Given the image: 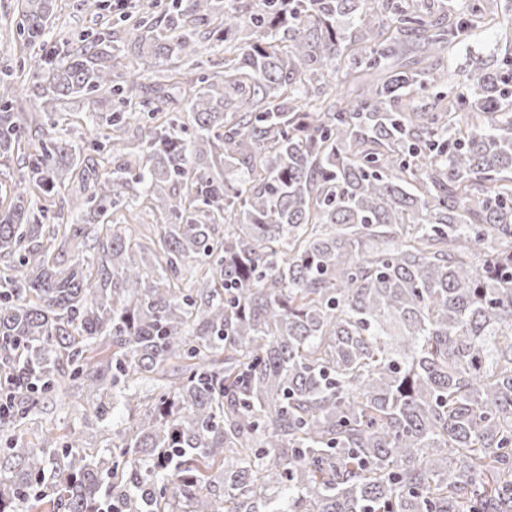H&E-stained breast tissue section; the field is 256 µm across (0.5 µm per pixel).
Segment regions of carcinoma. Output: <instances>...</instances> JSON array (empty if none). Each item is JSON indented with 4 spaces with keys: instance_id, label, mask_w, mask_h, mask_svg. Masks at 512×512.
<instances>
[{
    "instance_id": "1",
    "label": "carcinoma",
    "mask_w": 512,
    "mask_h": 512,
    "mask_svg": "<svg viewBox=\"0 0 512 512\" xmlns=\"http://www.w3.org/2000/svg\"><path fill=\"white\" fill-rule=\"evenodd\" d=\"M255 2L141 14L117 76L104 33L62 54L56 0H18L40 107L0 77V426L67 382L127 417L101 450L6 436L0 512H512V0ZM478 28L509 36L459 83L440 60ZM99 93L78 148L58 106ZM127 171L149 246L108 220ZM75 180L45 223L32 192ZM37 91L38 88L36 87L35 81L29 76L26 77L18 93L16 103L17 111L21 119L26 120L27 115L35 111L36 107L39 105L40 100L36 96Z\"/></svg>"
}]
</instances>
